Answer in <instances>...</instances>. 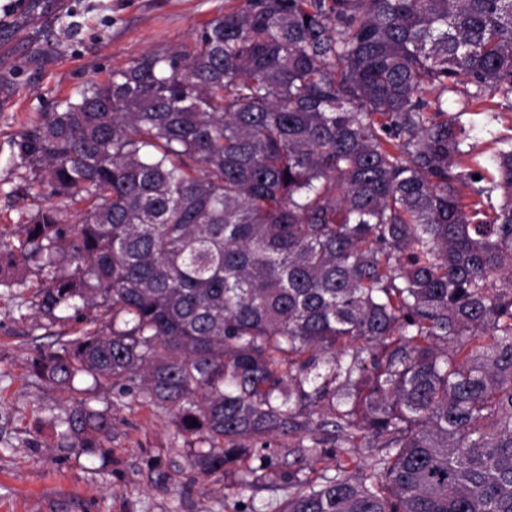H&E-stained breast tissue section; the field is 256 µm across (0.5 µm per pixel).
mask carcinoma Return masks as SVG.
<instances>
[{
    "instance_id": "cac0c4a2",
    "label": "carcinoma",
    "mask_w": 512,
    "mask_h": 512,
    "mask_svg": "<svg viewBox=\"0 0 512 512\" xmlns=\"http://www.w3.org/2000/svg\"><path fill=\"white\" fill-rule=\"evenodd\" d=\"M450 92L512 93V0H236L67 99L15 146L74 222L0 232L89 325L34 372L171 409L205 475L334 453L275 512H512V140L485 178Z\"/></svg>"
}]
</instances>
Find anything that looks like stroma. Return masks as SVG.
Instances as JSON below:
<instances>
[{"label":"stroma","instance_id":"stroma-1","mask_svg":"<svg viewBox=\"0 0 512 512\" xmlns=\"http://www.w3.org/2000/svg\"><path fill=\"white\" fill-rule=\"evenodd\" d=\"M225 0H61L32 26L0 43V230L27 223L36 204L70 213L67 198L34 183L16 157L20 131L77 97L90 82L144 53L192 41ZM490 109L467 108L449 94L469 142L491 158L512 137V94H496ZM16 280L0 287V512H270L288 494L283 484H241L234 474L204 475L190 466L191 440L172 413L135 395L98 394L95 408L112 413L104 456L66 447L57 435L68 393L33 373L37 350L79 336L85 324L48 320L31 308L38 283L27 271L6 269Z\"/></svg>","mask_w":512,"mask_h":512}]
</instances>
